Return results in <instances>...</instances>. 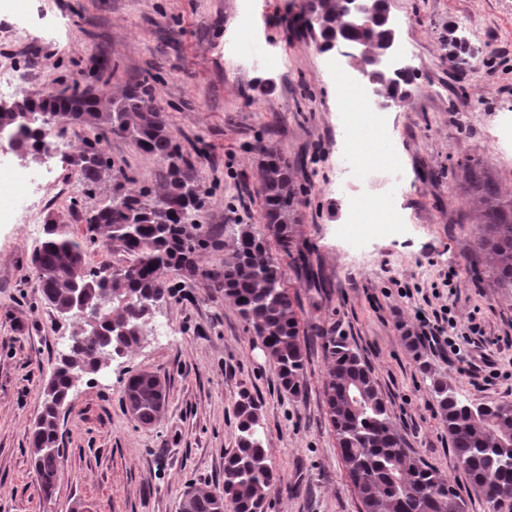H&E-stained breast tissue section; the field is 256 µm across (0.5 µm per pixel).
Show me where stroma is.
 <instances>
[{
  "label": "stroma",
  "mask_w": 512,
  "mask_h": 512,
  "mask_svg": "<svg viewBox=\"0 0 512 512\" xmlns=\"http://www.w3.org/2000/svg\"><path fill=\"white\" fill-rule=\"evenodd\" d=\"M302 0H17L0 13V64L17 81L13 97L47 86L102 81L112 97L150 77L152 94L208 192L203 222L218 247L201 253L202 276L154 312L139 347L83 377L59 423L62 478L41 494L30 460L29 429L43 389L66 352L73 321L46 304L30 258L39 243L26 224H0V512H178L188 484L224 487V459L236 446L233 405L246 389L262 403L263 439L283 482L267 512H358L322 395L327 371L321 345L311 346L301 396L279 385L273 362L253 329L206 272L223 269L231 227L262 228V172L257 145L277 148L304 188L292 252L305 270L270 244L301 304V333L346 337L370 365L394 424L408 446L460 491L469 483L431 392V373L446 375L473 404L512 401V288L497 284L489 256L477 248V204L451 170L481 159L512 200V152L491 134L512 117V0H390L411 95L391 109L384 129L366 142L361 170L399 160L402 185L390 192L336 171L356 135L342 125L354 105L336 96L340 73L300 22ZM58 155L42 194L67 232L88 234L87 220L112 196L104 176L87 190L65 155L85 149L82 126L54 128ZM126 190H159L161 161L129 138L99 133ZM393 215L390 224L361 223L347 196ZM364 244L352 252V233ZM291 252V253H292ZM452 277L460 328L504 378L492 383L461 373L427 343L409 349L407 329L434 288ZM430 372H423L422 364ZM140 370L165 379L160 420L139 426L123 402L126 377Z\"/></svg>",
  "instance_id": "35a3bbf8"
}]
</instances>
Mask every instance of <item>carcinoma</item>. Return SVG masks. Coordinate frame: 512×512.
Wrapping results in <instances>:
<instances>
[{"label": "carcinoma", "instance_id": "cac0c4a2", "mask_svg": "<svg viewBox=\"0 0 512 512\" xmlns=\"http://www.w3.org/2000/svg\"><path fill=\"white\" fill-rule=\"evenodd\" d=\"M342 0H324L323 20L317 25L319 50L340 36L359 40L378 50L391 36L383 15L389 0H380L379 17L360 29L336 31ZM414 83L410 73L374 76L373 86L386 99L403 100ZM45 113L74 109V121L94 132L88 149L76 155L84 184L94 190L112 169L109 158L97 148L95 131L107 126L112 134L130 138L142 152L164 164L163 188L124 191L123 171L113 175L112 198L88 218V231L100 233L110 249L126 256V264L92 265L84 243L45 228V238L35 246L32 264L42 299L60 315L75 316L76 303L100 308L101 331L91 334L77 318L71 344L53 368L43 392L42 411L29 443L42 493L52 496L62 472L58 443L60 416L73 388L105 356H119L137 347L153 316V309L173 297L176 288L163 277L174 271L184 278L198 275L200 251L215 244L211 232L200 224L205 207L195 165L172 134L164 112L156 105L146 80L124 90L111 111L107 93L96 97L79 83L58 91L52 87L37 98ZM17 130L16 138L32 159L54 145L40 125L16 128L10 112H0V127ZM263 172L264 229L235 225L233 248L224 269L212 274L224 296L233 299L240 316L252 326L276 366L280 385L292 396L303 391L307 352L299 336V303L285 285V271L274 262L266 237L289 251L292 224L303 189L297 187L292 167L274 148H259ZM458 171L470 196L479 203L477 223L483 235L478 249L491 256L496 282L512 287V202L503 201L498 183L482 162L467 157ZM328 371L323 383L326 413L336 437V448L353 490L359 512H468L465 496L449 480L406 447L388 411L372 369L342 336L325 344ZM432 393L453 453L470 488L495 509L512 512V403L472 405L459 399L443 377H436ZM168 398L166 380L141 371L124 385L127 412L139 425H154ZM262 405L246 390L235 402L238 418L236 448L224 461V489L190 485L182 493L181 512H266L270 491L281 482L260 434Z\"/></svg>", "mask_w": 512, "mask_h": 512}]
</instances>
